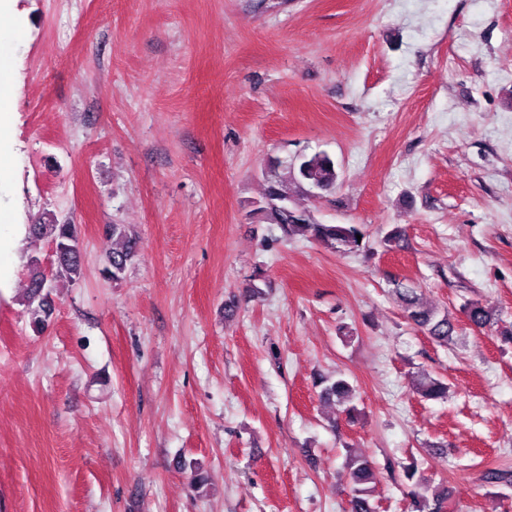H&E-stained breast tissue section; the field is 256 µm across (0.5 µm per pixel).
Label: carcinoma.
Returning a JSON list of instances; mask_svg holds the SVG:
<instances>
[{
  "label": "carcinoma",
  "mask_w": 512,
  "mask_h": 512,
  "mask_svg": "<svg viewBox=\"0 0 512 512\" xmlns=\"http://www.w3.org/2000/svg\"><path fill=\"white\" fill-rule=\"evenodd\" d=\"M265 176L268 180L266 192L260 200L253 202L249 211L252 222L271 224L285 238L301 237L344 254L356 253L365 248V244L357 239V236L363 234L360 225L320 222L309 211L298 208L295 203L290 189L292 185L311 194L317 191L321 195L336 188L340 173L336 161L328 153L299 152L289 161L271 157L265 168ZM30 233L36 239L52 241L55 249L62 254V259L55 264V275L52 283L48 284L49 288H55V284L64 280L72 282L80 278L82 252L77 225L55 222L33 224ZM111 237V269L107 273L116 281L122 278L128 262L135 256L138 238L124 224L112 225ZM44 280L46 276L39 268L31 270L26 303L33 326L38 332L45 328L54 311L52 301L39 288ZM395 293L410 322L424 330L436 344L448 345L454 336L455 326L448 321L447 311L440 312L425 305L414 288L399 284ZM465 315L468 324L476 331H481L494 322L492 312L477 300L467 302ZM415 389L427 400H440L446 396L448 385L440 378L423 374L417 379ZM351 393L352 386L349 382L339 378L322 389L321 397L329 401L344 402ZM347 467L353 485L349 512H375L371 502V484L376 480V471L372 462L349 449ZM410 495L413 512H447L448 493L441 485L432 488L423 478L415 482V489Z\"/></svg>",
  "instance_id": "obj_1"
}]
</instances>
